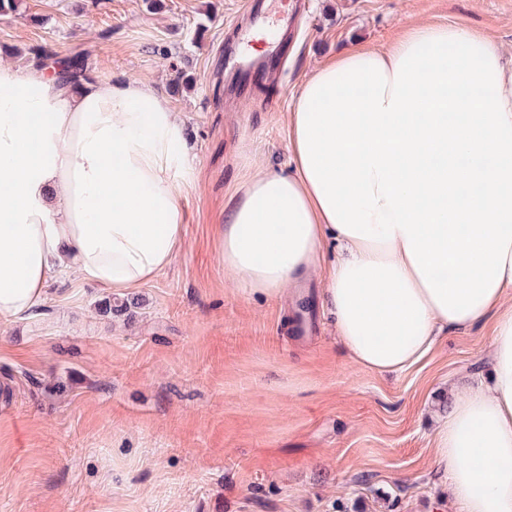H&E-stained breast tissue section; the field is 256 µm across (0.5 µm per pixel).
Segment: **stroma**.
<instances>
[{"label": "stroma", "mask_w": 512, "mask_h": 512, "mask_svg": "<svg viewBox=\"0 0 512 512\" xmlns=\"http://www.w3.org/2000/svg\"><path fill=\"white\" fill-rule=\"evenodd\" d=\"M283 84L224 106V38L245 0H25L0 16V61L81 56L85 75L153 85L180 112L184 242L171 264L100 313L74 271L0 320V512H462L433 462L450 404L489 371L492 319L378 373L336 339L322 277L293 332V291L250 294L213 233L255 170L288 172L286 114L302 78L355 45L423 23L512 48V0H307ZM65 391H58V384Z\"/></svg>", "instance_id": "35a3bbf8"}]
</instances>
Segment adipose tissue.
Here are the masks:
<instances>
[{"label":"adipose tissue","mask_w":512,"mask_h":512,"mask_svg":"<svg viewBox=\"0 0 512 512\" xmlns=\"http://www.w3.org/2000/svg\"><path fill=\"white\" fill-rule=\"evenodd\" d=\"M183 133L150 84L0 63V319L66 270L122 295L170 265ZM288 150V173L256 171L225 209L221 265L265 296L326 268L336 335L378 372L495 315L491 382L455 399L434 459L463 512H512V52L432 24L353 48L301 82Z\"/></svg>","instance_id":"ef3b65f1"}]
</instances>
